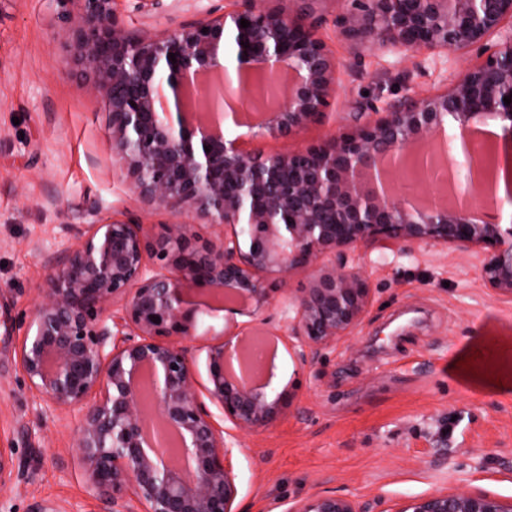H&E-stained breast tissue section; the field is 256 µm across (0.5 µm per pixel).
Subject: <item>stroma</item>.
Here are the masks:
<instances>
[{
    "mask_svg": "<svg viewBox=\"0 0 512 512\" xmlns=\"http://www.w3.org/2000/svg\"><path fill=\"white\" fill-rule=\"evenodd\" d=\"M230 0H158L150 11L116 0L133 35L161 36L222 14ZM347 0H319V35L342 83L336 105L297 139L248 140L269 155L326 141L339 127L368 119L410 96L444 90L500 42L463 51L378 54L353 44L338 20ZM75 0H6L0 7V448L13 452L19 477L0 486V512H31L56 500L71 512H103L77 448L80 413H47L29 389L18 352L39 300L46 261L76 245L98 211L153 229L181 222L204 241L219 228L189 212L151 208L133 195L112 158L102 105L58 35L76 22ZM331 260L360 266L371 298L360 324L305 361L278 347L270 367L292 399L271 426L244 431L214 411L231 449L238 512H288L298 501L338 494L397 512L411 498L460 490L512 499V297L488 288L471 250L413 244L342 248ZM292 270L283 290L253 317L236 318L244 337L286 335L291 297L310 282ZM471 368H462L463 360Z\"/></svg>",
    "mask_w": 512,
    "mask_h": 512,
    "instance_id": "35a3bbf8",
    "label": "stroma"
}]
</instances>
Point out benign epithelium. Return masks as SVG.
<instances>
[{
    "instance_id": "7a95c632",
    "label": "benign epithelium",
    "mask_w": 512,
    "mask_h": 512,
    "mask_svg": "<svg viewBox=\"0 0 512 512\" xmlns=\"http://www.w3.org/2000/svg\"><path fill=\"white\" fill-rule=\"evenodd\" d=\"M78 2L79 20L61 36L92 73L85 92L106 108L107 138L131 191L150 207L190 212L222 232L200 244L190 224L155 232L98 217L50 267L19 363L44 410L81 411V464L112 512H133L129 501L138 512H237L230 449L202 398L235 427L259 430L287 411L288 390L237 379L231 363H251L230 340L205 346L207 381L197 386L192 341L200 310L186 290L217 303L250 300L256 313L269 303L271 276L283 283L293 269L349 245L417 243L475 251L485 284L512 296V224H480L471 213L476 199L512 205V104L503 101L512 94V0H349L342 32L373 51L464 50L493 34L501 44L441 93L408 97L325 143L265 157L246 149L243 137H225L224 104L258 110L256 133L282 140L327 114L340 87L338 66L306 7L312 0L276 8L232 0L218 16L154 37L126 31L116 0ZM242 19L250 26L241 27ZM228 45L233 72L220 60ZM487 116L503 123V143L466 152L463 184L448 122L464 138ZM426 166L448 169V178L423 181L422 193L448 192L451 203L417 208L400 197L403 170ZM369 293L361 269L317 267L289 308L300 357L348 335ZM151 418L178 434L177 452L159 454L144 443ZM14 471L11 449L0 448V483ZM289 512L365 510L325 494ZM396 512H512V500L437 491Z\"/></svg>"
}]
</instances>
